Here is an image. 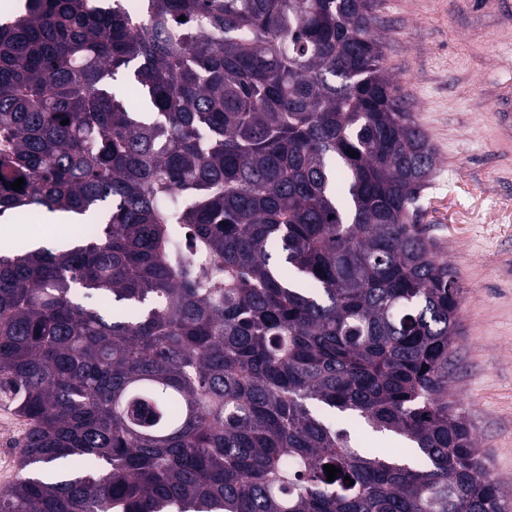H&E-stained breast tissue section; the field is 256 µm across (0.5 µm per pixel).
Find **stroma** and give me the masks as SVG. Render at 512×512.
<instances>
[{"label":"stroma","mask_w":512,"mask_h":512,"mask_svg":"<svg viewBox=\"0 0 512 512\" xmlns=\"http://www.w3.org/2000/svg\"><path fill=\"white\" fill-rule=\"evenodd\" d=\"M376 16L436 152L423 222L464 288L449 398L512 500V0H380Z\"/></svg>","instance_id":"1"}]
</instances>
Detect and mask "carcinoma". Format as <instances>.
<instances>
[{"label":"carcinoma","mask_w":512,"mask_h":512,"mask_svg":"<svg viewBox=\"0 0 512 512\" xmlns=\"http://www.w3.org/2000/svg\"><path fill=\"white\" fill-rule=\"evenodd\" d=\"M377 3L0 20V218L87 225L0 245V406L35 423L0 512H512L448 402L463 289Z\"/></svg>","instance_id":"1"}]
</instances>
